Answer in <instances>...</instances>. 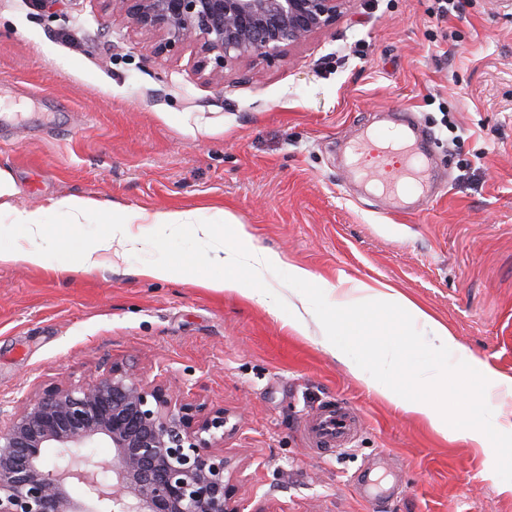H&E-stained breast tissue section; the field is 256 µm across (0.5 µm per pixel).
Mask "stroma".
Returning <instances> with one entry per match:
<instances>
[{"label": "stroma", "instance_id": "35a3bbf8", "mask_svg": "<svg viewBox=\"0 0 512 512\" xmlns=\"http://www.w3.org/2000/svg\"><path fill=\"white\" fill-rule=\"evenodd\" d=\"M354 0L328 32L223 80L193 49L156 57L150 36L99 0H0V169L13 203L67 197L152 213L223 208L255 244L330 281L382 283L429 309L512 379V0ZM432 133L448 182L417 212L358 193L338 153L388 115ZM208 241L91 273L0 264V407L118 363L208 408L254 512H375L358 485L388 469L384 512H512V465L448 442L352 377L314 340L235 294L199 286ZM166 259L180 279L138 267ZM362 420L351 448H312L326 400Z\"/></svg>", "mask_w": 512, "mask_h": 512}]
</instances>
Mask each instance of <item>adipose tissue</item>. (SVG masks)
I'll return each instance as SVG.
<instances>
[{"label": "adipose tissue", "mask_w": 512, "mask_h": 512, "mask_svg": "<svg viewBox=\"0 0 512 512\" xmlns=\"http://www.w3.org/2000/svg\"><path fill=\"white\" fill-rule=\"evenodd\" d=\"M18 192L10 172L0 170V215L5 218L0 224L1 264L21 260L44 268L53 252L61 266L72 265L90 273L103 267V254L128 261L166 231H180L192 240L203 235L212 242L204 262L213 273L202 279V287L237 294L266 309L298 335L319 330L326 352L340 360L354 378L405 415L426 420L442 436L451 434L448 420L424 396L421 387L442 382L444 373L417 369L390 356L385 360L387 376H379L366 360L353 354L366 337H428L427 352L438 359L453 357L467 379L480 380L487 397L497 396L503 384L499 374L460 344L446 324L396 289L365 283L343 288L305 267L287 264L278 253L255 245L246 224L231 212L165 210L147 214L79 197L51 199L44 206L26 209L12 203ZM60 213L65 215V223H53V216ZM92 221L98 231L88 238L82 229ZM18 231L24 236V244L7 245V238ZM283 268L293 287L288 299L263 285L266 272ZM316 298L321 301L317 307L312 304ZM368 306L379 309L380 317L351 324V317Z\"/></svg>", "instance_id": "1"}]
</instances>
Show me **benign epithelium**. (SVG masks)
Here are the masks:
<instances>
[{
    "mask_svg": "<svg viewBox=\"0 0 512 512\" xmlns=\"http://www.w3.org/2000/svg\"><path fill=\"white\" fill-rule=\"evenodd\" d=\"M100 2L153 37L156 56L191 47L199 71L222 77L239 62H278L331 29L353 0ZM228 421L224 409L207 411L117 363L78 385L51 384L11 412L0 406V512H244L226 476ZM100 439L112 459L74 452ZM51 448L61 460L52 468Z\"/></svg>",
    "mask_w": 512,
    "mask_h": 512,
    "instance_id": "1",
    "label": "benign epithelium"
}]
</instances>
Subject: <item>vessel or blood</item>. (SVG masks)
Here are the masks:
<instances>
[{"instance_id": "obj_1", "label": "vessel or blood", "mask_w": 512, "mask_h": 512, "mask_svg": "<svg viewBox=\"0 0 512 512\" xmlns=\"http://www.w3.org/2000/svg\"><path fill=\"white\" fill-rule=\"evenodd\" d=\"M377 139L391 143L390 148L382 152L387 162L363 168L360 175L362 181L375 184L380 189L389 212L404 211L401 196L408 190L417 194L419 205L433 202L431 162L422 148L423 131L416 127L408 131L394 127L370 131L357 139L351 150L356 154L373 151V142ZM360 427L357 409L350 402L340 401L316 408L307 423L306 433L315 448L339 451L352 445Z\"/></svg>"}]
</instances>
